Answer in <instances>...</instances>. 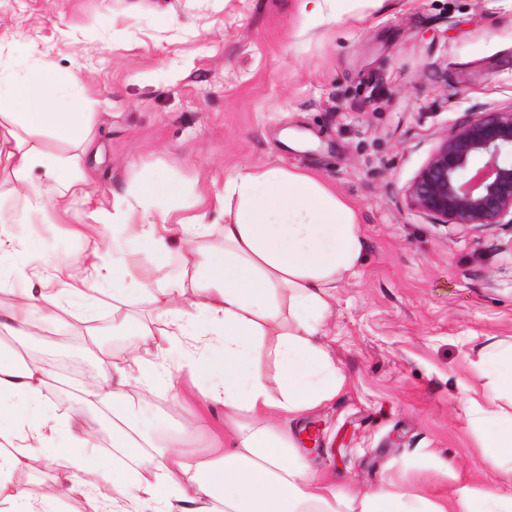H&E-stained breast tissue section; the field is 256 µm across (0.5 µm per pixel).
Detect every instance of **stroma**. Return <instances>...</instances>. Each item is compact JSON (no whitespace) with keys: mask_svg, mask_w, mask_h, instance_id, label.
I'll use <instances>...</instances> for the list:
<instances>
[{"mask_svg":"<svg viewBox=\"0 0 512 512\" xmlns=\"http://www.w3.org/2000/svg\"><path fill=\"white\" fill-rule=\"evenodd\" d=\"M366 18L309 28L297 0H0V68L38 64L85 85L91 187L131 191L142 170L219 191L245 165L311 172L351 201L365 242L336 285L324 326L345 387L292 420L300 455L355 494L390 486L446 497L512 477L484 456L465 386L493 379L491 342L512 343V229L464 233L412 210L404 190L440 137L478 105L512 102V0H382ZM63 224L13 229L44 252L80 255ZM21 337L18 350H72L83 338ZM205 386L187 370L144 391L143 430L175 433ZM66 433L11 476L38 495L73 452Z\"/></svg>","mask_w":512,"mask_h":512,"instance_id":"35a3bbf8","label":"stroma"}]
</instances>
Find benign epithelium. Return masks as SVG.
<instances>
[{
  "label": "benign epithelium",
  "mask_w": 512,
  "mask_h": 512,
  "mask_svg": "<svg viewBox=\"0 0 512 512\" xmlns=\"http://www.w3.org/2000/svg\"><path fill=\"white\" fill-rule=\"evenodd\" d=\"M512 103L478 107L440 140L405 190L434 224L466 230L512 226Z\"/></svg>",
  "instance_id": "obj_1"
}]
</instances>
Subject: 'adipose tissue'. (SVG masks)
Returning a JSON list of instances; mask_svg holds the SVG:
<instances>
[{
    "mask_svg": "<svg viewBox=\"0 0 512 512\" xmlns=\"http://www.w3.org/2000/svg\"><path fill=\"white\" fill-rule=\"evenodd\" d=\"M308 24L354 18L361 6L379 0H300ZM81 79L32 65L0 74V173L12 183L22 208L0 212V256L11 257L16 277H25L28 245L9 226L39 218L55 224L71 210L89 220L70 227L87 244L78 262L45 261L42 290L13 288L0 302V512H49L71 497L81 473L100 469L99 441L81 419L45 416L52 377L44 365L25 362L10 338L32 336L45 320L63 322L89 297L112 300V333L135 336L134 353L114 360L101 333L87 328L101 371L85 386L83 402L112 414L113 461L134 462L132 474L116 473L117 494L95 512H512V489L476 493L457 484L450 502L391 488L356 496L340 492L334 480L316 475L293 449L288 420L339 394L345 377L323 339L337 282L355 274L363 260L357 212L315 176L278 166H245L224 181L221 193L196 191L178 206L181 186L158 169L144 170L133 192L96 200L85 190L79 156L44 150L42 141L91 144ZM44 169L47 185L31 174ZM224 213L222 239L210 243L209 208ZM111 228L104 237L103 228ZM147 252L152 267L132 266L128 257ZM184 261L177 277L168 267L174 251ZM204 376L206 401L224 405L223 453L200 448L183 455L185 440L204 426L191 412L164 444L136 436L139 391L172 384L168 356ZM273 358L277 385L269 387L261 366ZM494 380L483 401L468 400L472 422L496 419L483 437L485 455L512 459V413L498 410L502 393L512 394V344L494 355ZM67 430L77 450L66 457L64 480L41 497L11 490L13 472L30 466L33 445L51 444Z\"/></svg>",
    "mask_w": 512,
    "mask_h": 512,
    "instance_id": "ef3b65f1",
    "label": "adipose tissue"
}]
</instances>
